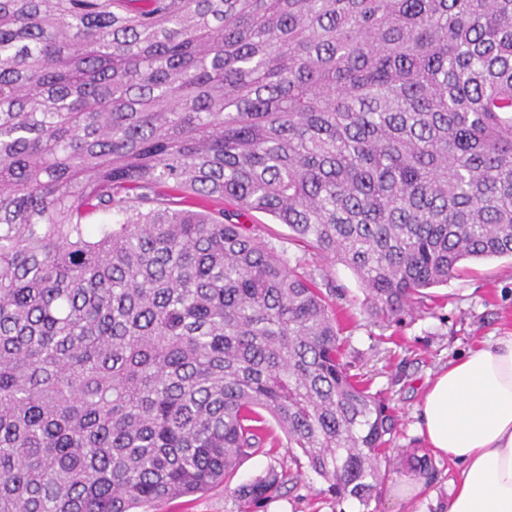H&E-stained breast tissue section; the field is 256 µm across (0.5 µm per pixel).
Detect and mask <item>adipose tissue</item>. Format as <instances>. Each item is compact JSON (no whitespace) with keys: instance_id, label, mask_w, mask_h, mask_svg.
Wrapping results in <instances>:
<instances>
[{"instance_id":"obj_1","label":"adipose tissue","mask_w":512,"mask_h":512,"mask_svg":"<svg viewBox=\"0 0 512 512\" xmlns=\"http://www.w3.org/2000/svg\"><path fill=\"white\" fill-rule=\"evenodd\" d=\"M417 415L428 448L457 469L445 512H512V331L449 362Z\"/></svg>"}]
</instances>
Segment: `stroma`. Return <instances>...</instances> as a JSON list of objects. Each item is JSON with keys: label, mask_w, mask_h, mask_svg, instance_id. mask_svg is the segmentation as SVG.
I'll use <instances>...</instances> for the list:
<instances>
[{"label": "stroma", "mask_w": 512, "mask_h": 512, "mask_svg": "<svg viewBox=\"0 0 512 512\" xmlns=\"http://www.w3.org/2000/svg\"><path fill=\"white\" fill-rule=\"evenodd\" d=\"M248 221L260 235L284 247L300 271L312 274L319 284L345 289L341 305L350 336L346 359L371 391L388 398L399 419L395 447H423L415 410L429 383L450 361L512 330V259L469 264L448 285L430 289L419 310L386 325L368 314L365 292L349 268L323 263L290 241L287 226L267 214L251 213ZM323 487L320 477L304 471L297 488L271 501L266 512H358L357 501L336 502ZM160 512H239V503L218 487L169 501Z\"/></svg>", "instance_id": "obj_1"}]
</instances>
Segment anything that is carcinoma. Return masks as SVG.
Masks as SVG:
<instances>
[{
    "label": "carcinoma",
    "instance_id": "cac0c4a2",
    "mask_svg": "<svg viewBox=\"0 0 512 512\" xmlns=\"http://www.w3.org/2000/svg\"><path fill=\"white\" fill-rule=\"evenodd\" d=\"M251 212L387 324L512 257V0H0V512H263L271 420L338 500L435 473ZM270 423L280 440L279 445L276 448H271L272 450L269 455L258 454L243 459L238 466L235 477L233 478L232 487L242 483L250 482L255 478L263 475L270 463L276 464L275 462H279L287 470L288 468H291L293 472L296 471V465L289 458L287 449L285 448L286 439L284 434L272 420ZM160 512H239V502L224 492V486H219L203 494L169 501Z\"/></svg>",
    "mask_w": 512,
    "mask_h": 512
}]
</instances>
